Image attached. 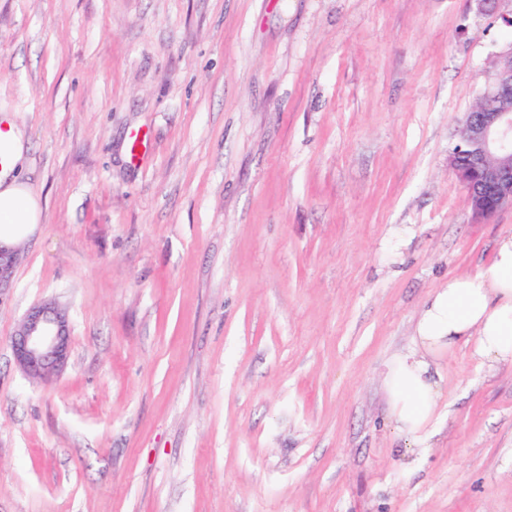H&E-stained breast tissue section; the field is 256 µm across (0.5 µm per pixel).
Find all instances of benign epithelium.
Segmentation results:
<instances>
[{
	"label": "benign epithelium",
	"mask_w": 512,
	"mask_h": 512,
	"mask_svg": "<svg viewBox=\"0 0 512 512\" xmlns=\"http://www.w3.org/2000/svg\"><path fill=\"white\" fill-rule=\"evenodd\" d=\"M494 71L482 100H512V45L495 53ZM465 149L455 148L449 162L463 184L472 214L488 219L512 207V111L484 104L465 115L460 129ZM18 249L0 242V304L12 288ZM68 322L54 301L35 304L22 319L12 350L29 377L46 380L61 371L68 358Z\"/></svg>",
	"instance_id": "benign-epithelium-1"
}]
</instances>
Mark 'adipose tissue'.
<instances>
[{
	"mask_svg": "<svg viewBox=\"0 0 512 512\" xmlns=\"http://www.w3.org/2000/svg\"><path fill=\"white\" fill-rule=\"evenodd\" d=\"M26 152L22 133L6 124L0 136V242L6 244L40 221L38 200L21 176ZM463 348L491 366L512 363V235L498 241L492 260L477 273L449 278L429 295L412 346L386 366L388 418L420 452L431 447L428 426L442 392L436 361Z\"/></svg>",
	"mask_w": 512,
	"mask_h": 512,
	"instance_id": "obj_1",
	"label": "adipose tissue"
}]
</instances>
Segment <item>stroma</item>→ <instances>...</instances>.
Segmentation results:
<instances>
[{
  "label": "stroma",
  "instance_id": "1",
  "mask_svg": "<svg viewBox=\"0 0 512 512\" xmlns=\"http://www.w3.org/2000/svg\"><path fill=\"white\" fill-rule=\"evenodd\" d=\"M512 0H0L42 208L0 304V512H512V364L383 373L512 234L448 164ZM147 152L130 159V136ZM66 309L46 381L11 339Z\"/></svg>",
  "mask_w": 512,
  "mask_h": 512
}]
</instances>
